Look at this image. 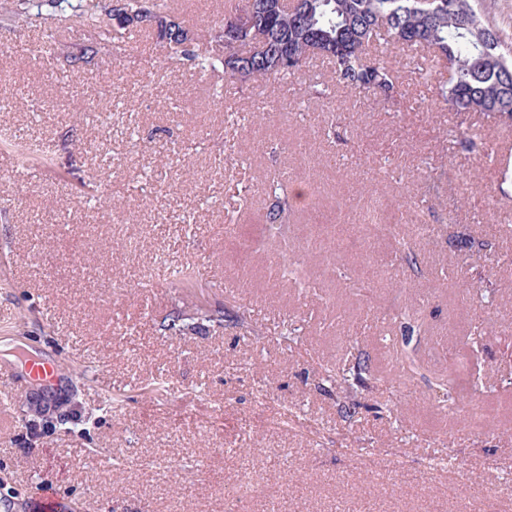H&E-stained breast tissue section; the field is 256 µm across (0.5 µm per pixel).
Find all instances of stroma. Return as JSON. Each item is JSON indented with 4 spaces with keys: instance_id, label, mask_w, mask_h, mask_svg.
Masks as SVG:
<instances>
[{
    "instance_id": "stroma-1",
    "label": "stroma",
    "mask_w": 512,
    "mask_h": 512,
    "mask_svg": "<svg viewBox=\"0 0 512 512\" xmlns=\"http://www.w3.org/2000/svg\"><path fill=\"white\" fill-rule=\"evenodd\" d=\"M61 48L0 28V131L51 146L44 166L0 146V363L54 368L50 395L31 380L0 407V512H29L45 482L67 512H512V211L487 207L512 178L443 138L463 122L512 157V125L459 118L425 84L384 110L342 89L307 100L318 59L272 103L254 83L216 91L150 40L74 72ZM452 171L475 203L449 197ZM278 175L295 190L282 236L265 222ZM427 178L440 188L423 197ZM365 182L384 231L359 221ZM341 226L307 289L269 281L284 252ZM175 261L198 287L158 280ZM200 307L223 324L162 331ZM361 352L372 374L348 420L324 369Z\"/></svg>"
}]
</instances>
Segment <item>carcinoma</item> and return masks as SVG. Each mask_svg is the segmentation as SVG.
<instances>
[{
    "label": "carcinoma",
    "mask_w": 512,
    "mask_h": 512,
    "mask_svg": "<svg viewBox=\"0 0 512 512\" xmlns=\"http://www.w3.org/2000/svg\"><path fill=\"white\" fill-rule=\"evenodd\" d=\"M54 10L43 12L44 0H12L3 7L0 27L19 22L38 24L53 38L62 28L80 27L90 40L65 55L72 70L92 62L98 46L126 35L147 34L165 48L168 59L191 62L215 77L224 76L262 86L268 97L277 95L284 79L301 71L311 57L330 66L331 82L309 81L307 95L326 98L333 87L361 99L379 97L388 104L406 96V78L423 71L427 56L443 66L437 81L436 104L458 115L478 112L487 119L512 122V37L474 7V0H292L267 13L260 0H229L228 16L215 15L210 24L219 28L211 36L214 46L204 47L198 31L173 15L168 0H51ZM253 11L249 35L263 50L239 61L226 54L224 23L239 13ZM133 16L137 23L126 18ZM489 32L494 46L483 50L470 26ZM401 51L398 68L389 61L388 49ZM279 50L288 63H274ZM448 142L469 151H493L470 127L449 130ZM273 202L266 213L269 229L282 231L294 223L293 196L282 183L271 187ZM177 288L195 287L189 268H173ZM368 362L358 363L353 374L330 375L336 397L346 416H354L353 393L366 387Z\"/></svg>",
    "instance_id": "carcinoma-1"
}]
</instances>
